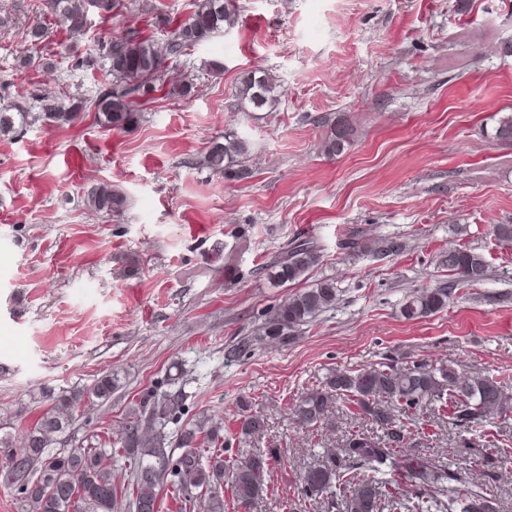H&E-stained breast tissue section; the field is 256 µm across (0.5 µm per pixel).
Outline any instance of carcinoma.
<instances>
[{
  "instance_id": "1",
  "label": "carcinoma",
  "mask_w": 512,
  "mask_h": 512,
  "mask_svg": "<svg viewBox=\"0 0 512 512\" xmlns=\"http://www.w3.org/2000/svg\"><path fill=\"white\" fill-rule=\"evenodd\" d=\"M131 6L133 0H47L56 22L79 36L90 29L89 13L103 18ZM233 24L234 14L224 0H194L193 13L170 32L164 48L133 32L114 38L99 49L112 83L100 89L94 99L40 95L35 97L37 111L31 112L17 100L0 97V137L16 134L31 121L72 127L82 113L91 110L98 125L129 130L143 119L140 99L163 86L167 61L179 58ZM278 88V76L256 68L241 76L234 96L242 110H261L276 104ZM351 135L346 120H329L323 153L329 157L340 154ZM247 152V141L230 132L224 135V143L210 148L204 165L245 179L248 169H236L234 163ZM86 206L96 213L118 216L127 207V197L112 184L99 182L87 191ZM401 248L397 241L384 244L358 231L350 233L344 242V249L350 252L377 256ZM319 261L320 249L314 241L294 240L270 262V268L280 284H296L305 280ZM439 264L448 269L452 279L446 286L408 295L402 305L406 319L436 314L448 306L458 286H477L488 278V262L475 248L450 249L439 256ZM338 301L339 289L330 279L290 294L265 319L258 335L239 340L226 356L234 358L256 342L283 344L301 327L334 309ZM119 382L118 374L108 373L92 387L68 394L43 390L40 400L46 408L25 430L19 453L13 451L11 433L0 432V463L23 512H112L119 490L112 481L114 458L130 462L124 491L133 512L141 508L159 512L164 487L176 493L186 509L198 498L207 497L206 512H224V491L228 488L237 507L250 512L263 496L266 476L277 460L275 451L255 448L244 457L226 459L216 448L205 449L224 440V423L211 417L192 418L175 431H167L168 424L178 420L177 413L186 398L180 388L161 391L151 387L142 391L110 449L63 448L80 408L110 398ZM341 398L347 400L352 416L371 422L378 434L350 430L341 449H323L300 473L304 495L320 500L326 512H382L385 508L390 512H498L486 489L469 484L468 474L450 468L434 471L418 457L400 462L396 449L411 440L420 408L427 402L450 410L448 419L461 433L475 432L489 419H511L512 396L506 386L485 375L460 373L444 363L422 362L402 369L389 363L357 370L332 368L321 385L292 403L290 411L301 426L314 430ZM236 425L245 439L264 429L263 419L249 413L246 402L238 407ZM396 470L404 473L409 485L419 488L416 494L402 498L391 495L385 476Z\"/></svg>"
}]
</instances>
